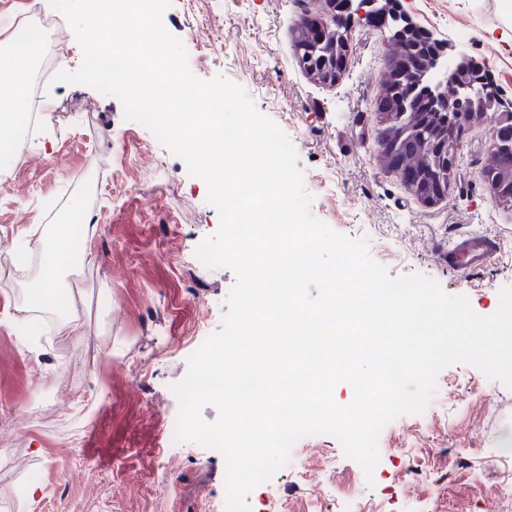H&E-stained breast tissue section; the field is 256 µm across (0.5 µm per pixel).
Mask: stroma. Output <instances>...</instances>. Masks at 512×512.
<instances>
[{
	"mask_svg": "<svg viewBox=\"0 0 512 512\" xmlns=\"http://www.w3.org/2000/svg\"><path fill=\"white\" fill-rule=\"evenodd\" d=\"M422 27L488 71L512 101V27L501 0H401ZM322 0H172L162 22L199 78L241 85L259 112L289 137L312 195L311 212L335 231L367 239L391 276L421 273L473 310L492 314L512 285V205L479 173L490 159L491 122L462 136L446 200L427 202L378 155L376 101L387 76L389 32L365 24L348 34L349 67L322 83L299 65L293 33ZM32 13L65 34L60 58L78 69L72 29L48 0H0L1 17ZM51 120L24 138L25 162L6 161L0 242L35 240L84 212L98 222L87 286L109 293L110 333L81 340L22 336L16 323L31 260L0 282V512H224V457L187 441L163 445L178 412L174 383L187 359L220 330L235 272L191 268L195 248L220 226L207 186L120 102L82 83L43 80ZM470 235L497 242L477 268L449 264V243ZM125 354H110L112 342ZM512 433V389L466 364L445 368L424 416L388 424L372 477L330 435L308 436L289 464L247 498L252 512H349L348 493L375 512H486L493 485L512 479L500 442ZM419 464L425 480L408 476ZM37 484L34 498L20 489Z\"/></svg>",
	"mask_w": 512,
	"mask_h": 512,
	"instance_id": "35a3bbf8",
	"label": "stroma"
}]
</instances>
